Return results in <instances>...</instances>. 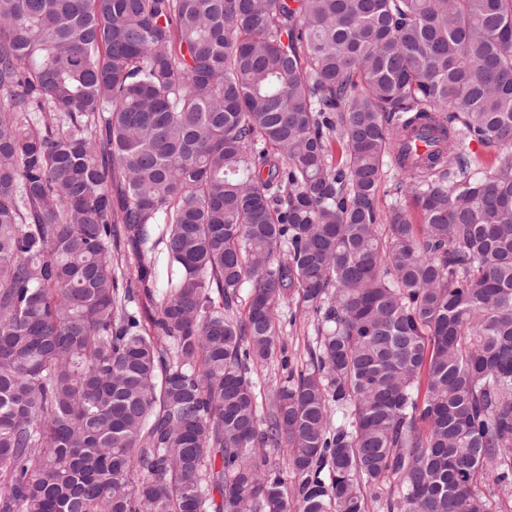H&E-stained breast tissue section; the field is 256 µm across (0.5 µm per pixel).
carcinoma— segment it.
<instances>
[{
    "label": "carcinoma",
    "mask_w": 512,
    "mask_h": 512,
    "mask_svg": "<svg viewBox=\"0 0 512 512\" xmlns=\"http://www.w3.org/2000/svg\"><path fill=\"white\" fill-rule=\"evenodd\" d=\"M0 89V512L512 497V0H0ZM385 173L382 175V180L380 184V188L377 195V205L382 213L388 210V208L397 203L398 205L408 209L416 216V221L419 222V218L417 217L413 205V200L411 194L405 193V187H403V191H397L398 186L400 185V181L407 182L408 179L403 178L401 174H397L395 169L392 167L389 169H385ZM303 308L296 301L283 303L280 306L283 322V333L288 357L294 368L301 370L307 364L309 356L306 348L307 341L315 336L314 317L304 313ZM295 314V322H289L290 315Z\"/></svg>",
    "instance_id": "1"
}]
</instances>
